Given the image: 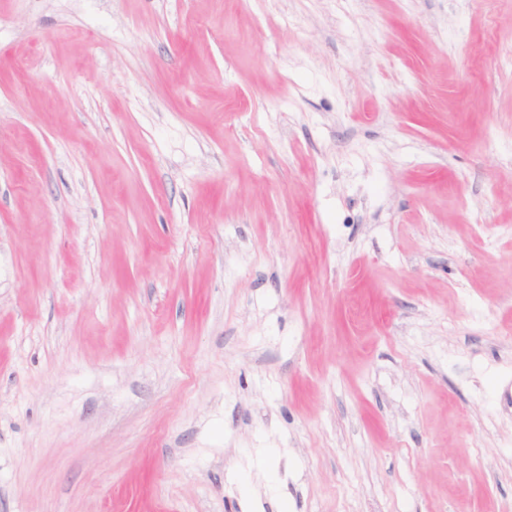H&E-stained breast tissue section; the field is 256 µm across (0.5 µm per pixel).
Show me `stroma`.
Here are the masks:
<instances>
[{
	"mask_svg": "<svg viewBox=\"0 0 512 512\" xmlns=\"http://www.w3.org/2000/svg\"><path fill=\"white\" fill-rule=\"evenodd\" d=\"M512 505V0H0V512Z\"/></svg>",
	"mask_w": 512,
	"mask_h": 512,
	"instance_id": "1",
	"label": "stroma"
}]
</instances>
